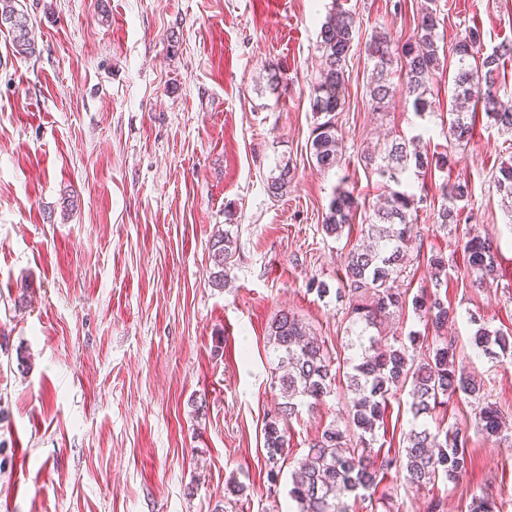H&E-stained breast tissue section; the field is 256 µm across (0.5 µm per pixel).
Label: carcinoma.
<instances>
[{"mask_svg": "<svg viewBox=\"0 0 512 512\" xmlns=\"http://www.w3.org/2000/svg\"><path fill=\"white\" fill-rule=\"evenodd\" d=\"M20 0H0V28L11 32L16 53L32 56L36 45L30 36L27 15L17 8ZM444 23L437 9L426 6L417 17L416 33L404 44L381 29L365 44L373 62L368 86L371 109L384 112L390 101L401 95L412 101L416 114L433 109L429 99L441 67L437 33ZM358 35L354 14L333 2L319 33L320 68L314 84L312 112L314 128L310 148L317 166L331 170L339 166L343 140L339 136L336 113L343 111V90L350 53ZM483 31L476 24L458 36L457 56L452 76L455 111L448 119V146L469 142L473 136L477 106L481 105L495 123L512 132V90L499 83L500 71L512 62V40L502 41L473 66L470 57L481 47ZM399 64V82L392 78L393 65ZM448 154L430 157L421 137L394 138L381 147L361 153L365 169L376 175L386 188L383 205L368 216L365 233L374 241L370 246H352L344 260V275L335 290L336 302L344 306L347 324L343 328L345 348L350 354L340 358L326 342L311 335L310 328L295 314L281 311L268 328L277 369L273 378L281 403L264 424L267 479L276 484L280 462L289 454V428L298 419L300 408L319 406L332 392L337 376L346 378L341 407L346 415L345 429L336 424L325 427L311 440L307 454L297 460L290 472L288 494L296 512H349L348 501L372 499L382 476L395 471L396 477L417 491L443 479L459 485L472 464L466 433L472 429L486 439L505 438L506 422L494 403L485 401L483 385L467 370L466 356L456 338L448 335L453 312L443 300L448 260L436 256L429 261L430 286L411 296L401 288L406 256L413 241L419 204L423 197L408 190L409 171L421 173L446 164ZM268 190L274 195L287 191L293 175L289 163L277 167ZM496 190L512 198V164L505 163L495 176ZM468 185L445 183L438 224L443 228L458 218L457 202L468 198ZM364 207L347 189H338L322 220L329 236H341ZM214 265L219 268L216 286L224 287L226 269L233 265L237 237L232 229L217 235L212 244ZM467 258L465 273L480 286L497 271V250L487 237L467 236L463 242ZM411 309L426 321L433 332L432 342L415 347L417 335L407 338L383 333L385 321ZM473 346L492 358H512V332L477 327ZM409 397L412 414L404 447L393 453L374 450L376 431L385 425L390 400L401 393ZM478 403L472 419L464 427L448 431L443 413L454 397Z\"/></svg>", "mask_w": 512, "mask_h": 512, "instance_id": "1", "label": "carcinoma"}]
</instances>
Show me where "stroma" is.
<instances>
[{"label":"stroma","instance_id":"35a3bbf8","mask_svg":"<svg viewBox=\"0 0 512 512\" xmlns=\"http://www.w3.org/2000/svg\"><path fill=\"white\" fill-rule=\"evenodd\" d=\"M332 0H21L38 53L18 55L0 32V512H288V480L310 440L339 412L344 383L301 411L277 484L263 427L280 400L268 324L295 313L339 350L335 295L361 237L332 238L322 218L335 189L373 206L382 187L364 145L421 136L438 145L454 112L455 35L478 24L481 53L512 40V0H437L444 65L434 110L404 97L372 111L364 43L385 27L414 34L425 0H340L360 21L339 123V167L310 154L319 32ZM284 77L271 91L262 75ZM512 135L478 112L448 164L419 177L430 200L404 287L418 292L432 256L448 261L449 328L469 372L512 417V362L475 354V320L512 330V204L493 176ZM295 177L267 190L279 161ZM468 184L460 221L440 229L431 207L444 182ZM235 225L224 287L212 283L211 243ZM499 247L495 278H463L467 230ZM466 481L415 492L386 476L388 498L350 512H468L492 495L512 512V450L469 436ZM241 494L226 490L229 480Z\"/></svg>","mask_w":512,"mask_h":512}]
</instances>
